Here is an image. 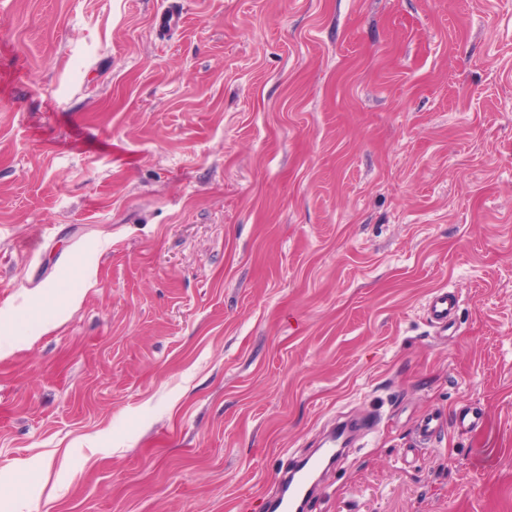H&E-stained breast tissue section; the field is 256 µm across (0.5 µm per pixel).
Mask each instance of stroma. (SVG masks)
<instances>
[{
    "instance_id": "stroma-1",
    "label": "stroma",
    "mask_w": 512,
    "mask_h": 512,
    "mask_svg": "<svg viewBox=\"0 0 512 512\" xmlns=\"http://www.w3.org/2000/svg\"><path fill=\"white\" fill-rule=\"evenodd\" d=\"M0 349L31 512H512V0H0ZM456 306L457 301L453 294L444 290L435 291L428 302L429 318L437 325L446 326ZM339 442L336 441V433L328 435L321 445L320 454L309 458L305 464L293 469L289 474L280 479V493L277 498L269 504L271 512H298L295 506L305 499L310 491V486L320 466L336 457V448Z\"/></svg>"
}]
</instances>
